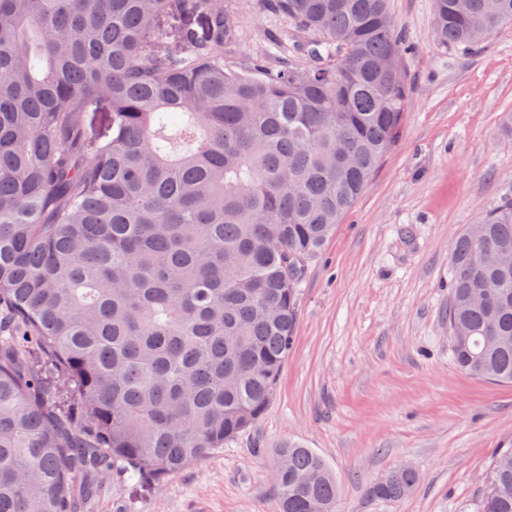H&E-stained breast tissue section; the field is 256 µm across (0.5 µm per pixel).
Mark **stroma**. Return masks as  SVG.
<instances>
[{"mask_svg":"<svg viewBox=\"0 0 512 512\" xmlns=\"http://www.w3.org/2000/svg\"><path fill=\"white\" fill-rule=\"evenodd\" d=\"M231 58L267 52L284 19L233 0ZM433 0H390L412 47L411 105L396 142L299 283L294 344L253 427L164 482L100 477L82 512H278L271 448L296 440L339 483L337 512H477L492 459L512 448V385L450 353L457 236L512 195V28L475 50L443 47ZM408 466L419 481L383 502L370 488Z\"/></svg>","mask_w":512,"mask_h":512,"instance_id":"1","label":"stroma"}]
</instances>
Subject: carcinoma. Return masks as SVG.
<instances>
[{
  "mask_svg": "<svg viewBox=\"0 0 512 512\" xmlns=\"http://www.w3.org/2000/svg\"><path fill=\"white\" fill-rule=\"evenodd\" d=\"M484 2L435 0L436 40L474 50L471 28L512 24V0ZM256 7L305 64L226 65L228 0H0V512H79L101 472L163 481L264 413L305 267L395 143L410 87L389 0ZM449 288L454 360L512 384L511 197L456 239ZM272 456L278 512H336L319 454ZM416 482L397 468L370 493ZM477 512H512V448Z\"/></svg>",
  "mask_w": 512,
  "mask_h": 512,
  "instance_id": "1",
  "label": "carcinoma"
}]
</instances>
